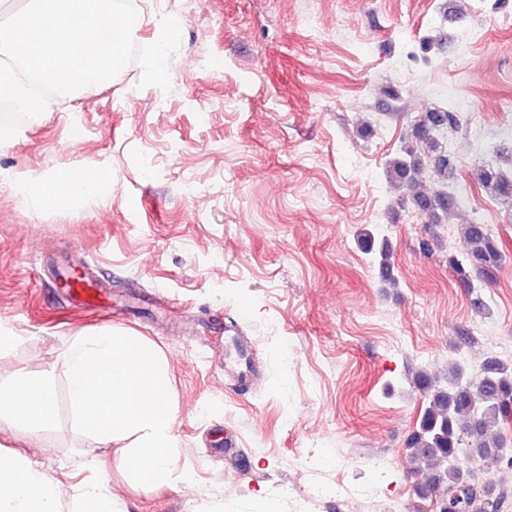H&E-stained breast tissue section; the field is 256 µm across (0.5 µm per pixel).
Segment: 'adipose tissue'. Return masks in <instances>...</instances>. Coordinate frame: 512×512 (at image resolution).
Masks as SVG:
<instances>
[{
  "label": "adipose tissue",
  "mask_w": 512,
  "mask_h": 512,
  "mask_svg": "<svg viewBox=\"0 0 512 512\" xmlns=\"http://www.w3.org/2000/svg\"><path fill=\"white\" fill-rule=\"evenodd\" d=\"M112 190L108 169H70L37 183H25L24 193L40 203L61 198L105 200ZM0 414L39 436L56 420L54 385L49 375L17 372L0 392ZM61 493L55 481L22 456H0V512H59Z\"/></svg>",
  "instance_id": "1"
}]
</instances>
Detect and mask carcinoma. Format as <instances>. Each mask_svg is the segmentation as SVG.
<instances>
[{
	"label": "carcinoma",
	"mask_w": 512,
	"mask_h": 512,
	"mask_svg": "<svg viewBox=\"0 0 512 512\" xmlns=\"http://www.w3.org/2000/svg\"><path fill=\"white\" fill-rule=\"evenodd\" d=\"M457 123V115L446 109L428 112L413 125L404 156L391 160L386 170L400 202L408 201L433 217L456 207L448 192L452 165L442 152L441 139ZM477 179L492 197L512 202V177L482 168ZM461 230L466 253L461 260L448 259L458 280L470 285L475 278L493 279L505 262L504 252L486 225L468 223ZM360 245L377 259L381 283L395 287L391 246L385 241L376 244L369 234ZM409 382L428 399L407 441L418 476L417 497H435L439 512H446L444 507L452 500L463 503L465 512H505L512 491L480 482L475 469L495 465L512 470V448L504 433L512 421V365L489 359L474 377L465 376L457 364L443 376L417 370Z\"/></svg>",
	"instance_id": "cac0c4a2"
}]
</instances>
